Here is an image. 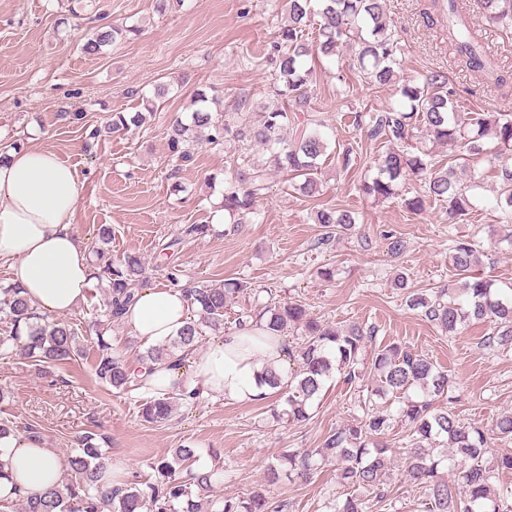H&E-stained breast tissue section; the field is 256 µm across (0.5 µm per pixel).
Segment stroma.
I'll return each mask as SVG.
<instances>
[{"mask_svg":"<svg viewBox=\"0 0 512 512\" xmlns=\"http://www.w3.org/2000/svg\"><path fill=\"white\" fill-rule=\"evenodd\" d=\"M385 4L402 47L400 78L441 71L466 107L512 113V97L485 90L478 73L450 58L439 25L427 17L431 0ZM281 22L275 0H170L162 14L153 0H0V151L16 144L40 148L72 165L82 184L74 235L90 250L98 226H111L113 258L140 255L149 286L170 284L158 255L161 243L181 225H208L205 236L183 242L176 265L186 286L244 284L224 316L226 332H234L238 314L258 312L272 297L301 303L329 325L361 324L373 329L374 347L402 344L447 370L452 411L462 422L491 428L512 413V348L487 346L495 329L489 321L442 333L409 310L393 286L400 273L423 291L452 281L450 247L475 233L482 240L480 274L512 282V244L503 239L499 210L489 204L496 188L489 163L479 166L483 200L464 221L451 222L441 202L418 214L406 209L405 199L421 189L413 178L401 183L398 197L368 198L359 185L375 174L380 144L354 127L352 112L386 107L396 101V88L352 74L338 81L334 65L318 68L309 86L311 106L331 133L320 160V195L301 194L290 188L287 174L274 171L252 223L218 224L214 213L230 175L225 155L235 143L200 145L189 163L171 156L167 131L174 121L189 120L194 89L217 97L224 114L238 104L253 111L266 100L272 70L264 57ZM102 23L136 25L140 32L104 53L82 52ZM147 101L155 108L151 126L91 137L113 113L136 112ZM75 112L83 113L81 123L70 122ZM347 155L352 165L346 169ZM321 208L358 212L359 222L349 231L327 232L314 221ZM393 236L404 244L397 254L389 247ZM324 268L333 270L332 279L320 277ZM106 299L105 287H97L64 317L81 339L76 360L37 366L18 355L0 358V389L7 392L0 420L37 427L47 448L64 459L77 452L83 436L96 435L102 462L122 469L129 482L149 478L152 462L189 446L199 466L221 473L210 500L260 491L279 512L342 506L346 490L335 465L273 485L266 469L285 451L321 447L331 431L362 420L369 409L397 411L398 399L378 396L372 375L351 385L333 376L302 425L286 421L281 395L253 403L202 396L169 422L152 424L141 417L139 393L116 392L94 374L97 325L109 324L112 348L125 359L148 348L124 322H109Z\"/></svg>","mask_w":512,"mask_h":512,"instance_id":"35a3bbf8","label":"stroma"}]
</instances>
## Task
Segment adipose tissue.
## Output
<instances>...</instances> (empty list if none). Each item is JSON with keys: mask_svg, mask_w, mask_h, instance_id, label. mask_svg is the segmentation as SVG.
Returning a JSON list of instances; mask_svg holds the SVG:
<instances>
[{"mask_svg": "<svg viewBox=\"0 0 512 512\" xmlns=\"http://www.w3.org/2000/svg\"><path fill=\"white\" fill-rule=\"evenodd\" d=\"M81 199L73 166L37 148L8 150L0 162V262L41 314L64 315L84 300L97 283L87 251L72 232ZM189 300L180 288L143 289L124 322L144 342L158 344L177 335L188 320ZM254 328L245 327L196 351L185 369L156 365L150 382L163 390L185 387L203 395L237 402L268 396L257 376L266 364L287 370L278 343H253ZM8 477L0 479V498L39 492L63 476L61 458L43 439L16 432L0 441Z\"/></svg>", "mask_w": 512, "mask_h": 512, "instance_id": "ef3b65f1", "label": "adipose tissue"}]
</instances>
